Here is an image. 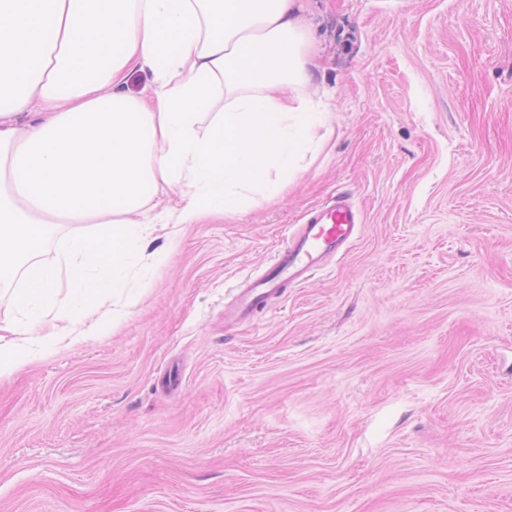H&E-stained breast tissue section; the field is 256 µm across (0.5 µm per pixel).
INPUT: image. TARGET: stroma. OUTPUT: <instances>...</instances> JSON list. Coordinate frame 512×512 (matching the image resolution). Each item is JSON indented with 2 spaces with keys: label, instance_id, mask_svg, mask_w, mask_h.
Here are the masks:
<instances>
[{
  "label": "stroma",
  "instance_id": "1",
  "mask_svg": "<svg viewBox=\"0 0 512 512\" xmlns=\"http://www.w3.org/2000/svg\"><path fill=\"white\" fill-rule=\"evenodd\" d=\"M311 8L335 136L245 212L158 226L111 333L0 383V512H512V0ZM341 189L351 250L225 329Z\"/></svg>",
  "mask_w": 512,
  "mask_h": 512
}]
</instances>
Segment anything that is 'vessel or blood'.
I'll use <instances>...</instances> for the list:
<instances>
[{
    "label": "vessel or blood",
    "instance_id": "1",
    "mask_svg": "<svg viewBox=\"0 0 512 512\" xmlns=\"http://www.w3.org/2000/svg\"><path fill=\"white\" fill-rule=\"evenodd\" d=\"M363 215L342 191L311 209L293 225L285 242L262 270L247 277L224 304V325L238 328L254 323L289 289L309 284L328 258L345 253L356 241Z\"/></svg>",
    "mask_w": 512,
    "mask_h": 512
}]
</instances>
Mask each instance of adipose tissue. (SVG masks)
Segmentation results:
<instances>
[{"label":"adipose tissue","instance_id":"1","mask_svg":"<svg viewBox=\"0 0 512 512\" xmlns=\"http://www.w3.org/2000/svg\"><path fill=\"white\" fill-rule=\"evenodd\" d=\"M307 0H0V381L109 333L156 225L293 184L335 129ZM150 72L132 95L127 79ZM74 224L54 259L55 225Z\"/></svg>","mask_w":512,"mask_h":512}]
</instances>
